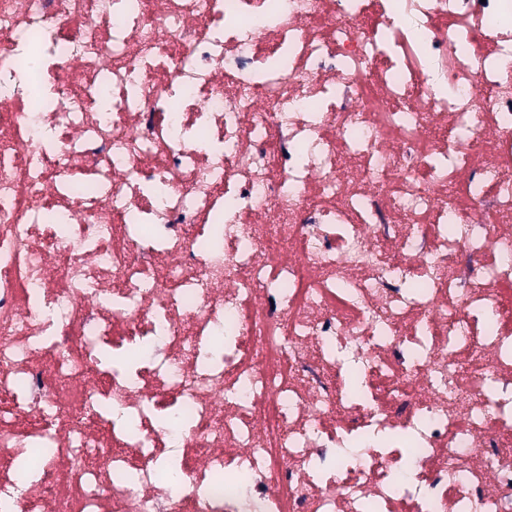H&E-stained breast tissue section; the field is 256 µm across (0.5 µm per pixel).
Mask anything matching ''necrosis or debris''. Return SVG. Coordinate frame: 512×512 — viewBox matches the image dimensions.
Segmentation results:
<instances>
[{
  "mask_svg": "<svg viewBox=\"0 0 512 512\" xmlns=\"http://www.w3.org/2000/svg\"><path fill=\"white\" fill-rule=\"evenodd\" d=\"M269 2L0 0V512H512V0Z\"/></svg>",
  "mask_w": 512,
  "mask_h": 512,
  "instance_id": "4bbe7bcc",
  "label": "necrosis or debris"
}]
</instances>
